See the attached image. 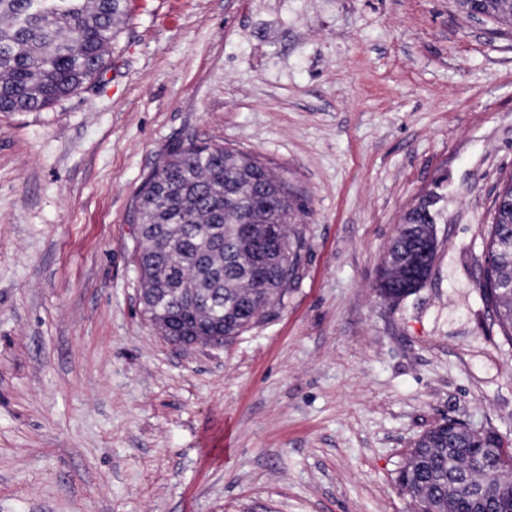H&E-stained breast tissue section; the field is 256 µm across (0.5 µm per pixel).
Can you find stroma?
Instances as JSON below:
<instances>
[{
	"mask_svg": "<svg viewBox=\"0 0 512 512\" xmlns=\"http://www.w3.org/2000/svg\"><path fill=\"white\" fill-rule=\"evenodd\" d=\"M186 139L307 203L283 304L192 350L143 313L133 215ZM511 176L512 33L453 0H130L94 85L0 112V512H412L396 478L434 424L512 443L477 288ZM429 195L431 276L388 305ZM433 199L424 198L415 207L410 209L405 215L404 222L401 224L397 236L390 246L392 253H403L422 259L423 252L427 248L425 240L421 234L412 226V224H433L432 243L437 244L436 228L432 207ZM418 270L417 266H414L412 270H409L407 274L411 275H396L390 270H381L380 277L378 280L379 293L394 292L409 289L414 281L413 274Z\"/></svg>",
	"mask_w": 512,
	"mask_h": 512,
	"instance_id": "obj_1",
	"label": "stroma"
}]
</instances>
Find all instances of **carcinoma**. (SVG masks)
I'll return each mask as SVG.
<instances>
[{"label": "carcinoma", "instance_id": "obj_1", "mask_svg": "<svg viewBox=\"0 0 512 512\" xmlns=\"http://www.w3.org/2000/svg\"><path fill=\"white\" fill-rule=\"evenodd\" d=\"M130 0H0V112L40 111L92 84L108 67L109 49ZM434 200L423 199L405 215L390 246L393 253L422 258L427 248L415 224H432ZM305 210L288 179L247 153L221 144L176 141L162 165L142 182L136 220L142 226L137 265L141 287L192 292L224 300V307L170 310L188 330L229 341L260 322L283 302L299 266L303 242L291 221ZM479 283L502 335L512 341V179L495 201ZM407 275L381 270V293L408 289ZM444 438L435 425L412 441L410 459L426 456L399 483L441 490L452 461L437 449ZM462 446L512 458V446L494 433L470 434ZM486 500L442 497L444 512H512V490L494 483Z\"/></svg>", "mask_w": 512, "mask_h": 512}]
</instances>
